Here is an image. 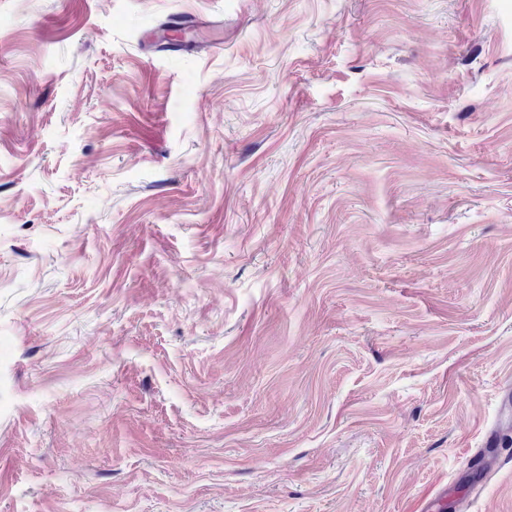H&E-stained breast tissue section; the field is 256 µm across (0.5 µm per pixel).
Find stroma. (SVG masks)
<instances>
[{"label":"stroma","mask_w":512,"mask_h":512,"mask_svg":"<svg viewBox=\"0 0 512 512\" xmlns=\"http://www.w3.org/2000/svg\"><path fill=\"white\" fill-rule=\"evenodd\" d=\"M511 418L512 0H0V512H412Z\"/></svg>","instance_id":"stroma-1"}]
</instances>
